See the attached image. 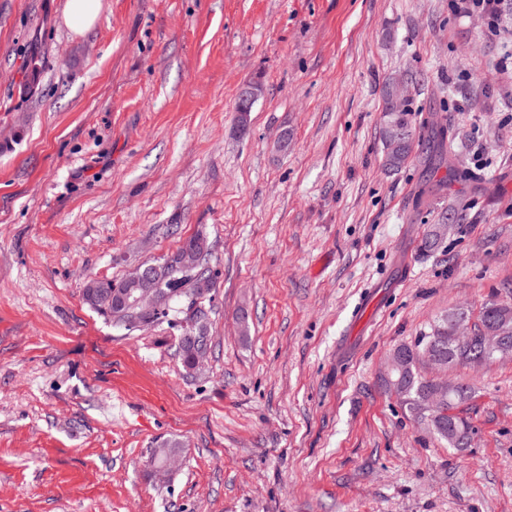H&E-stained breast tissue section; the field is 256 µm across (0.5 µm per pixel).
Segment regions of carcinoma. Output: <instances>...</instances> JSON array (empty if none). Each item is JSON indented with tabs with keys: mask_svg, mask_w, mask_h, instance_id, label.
Wrapping results in <instances>:
<instances>
[{
	"mask_svg": "<svg viewBox=\"0 0 512 512\" xmlns=\"http://www.w3.org/2000/svg\"><path fill=\"white\" fill-rule=\"evenodd\" d=\"M444 129L433 122L428 130L426 148L438 145V165L445 163L444 155H455L453 149H443L439 140L443 139ZM416 128L413 125L411 110L406 107L394 109L385 106L382 113L381 141L383 146V165L398 171L406 167L414 158ZM210 241L199 232L185 240L182 246L168 256L165 268H158V261L143 263L137 269L148 279L162 278V293L159 297V308L152 312L142 313L133 310L128 320L121 325L128 331H134L141 321L161 324L165 321L185 320L187 303L190 298H200V309L193 315L194 326L190 330L191 339L180 335L175 337V352L182 367L191 371L194 368L195 357L207 354L212 346V308L206 306L205 300L213 289V274L209 266L211 253L208 252ZM128 283V278L114 283L105 279H91L87 282L83 299L85 303L106 320H112V304L109 299L112 293L120 292ZM466 314L463 309L451 310L439 319L430 331L416 337L410 344H402L396 351L406 355L407 368L403 379L390 385V388L400 397L408 412L428 420L437 441L448 447L461 450L468 446L470 427L468 423L455 416L452 420L436 417L428 402L433 383L418 370L417 364L421 357L437 352L444 364H478L485 360L478 339L474 338L466 345L459 346L452 339L453 322ZM478 319L485 328H491L496 335L503 336L512 342V305L495 300L482 304ZM182 444L176 439L161 442L151 449L149 459L164 462L181 454Z\"/></svg>",
	"mask_w": 512,
	"mask_h": 512,
	"instance_id": "cac0c4a2",
	"label": "carcinoma"
}]
</instances>
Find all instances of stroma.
I'll return each mask as SVG.
<instances>
[{
    "mask_svg": "<svg viewBox=\"0 0 512 512\" xmlns=\"http://www.w3.org/2000/svg\"><path fill=\"white\" fill-rule=\"evenodd\" d=\"M65 3L0 0V512H512V354L423 366L474 388L462 451L384 382L448 310L512 304V34L450 0H101L78 34ZM392 78L418 132L442 116L447 180L424 154L382 168ZM199 232L189 373L179 326L82 294ZM181 448L182 444L180 441L176 439L166 440L161 442L159 445H157L155 448L151 449L150 456L148 458L149 461L154 460L156 462H164L161 465L153 466L151 469L153 475L155 477H164L167 475L166 469L170 462L168 460L171 457H174L175 455L181 454ZM168 460V461H167Z\"/></svg>",
    "mask_w": 512,
    "mask_h": 512,
    "instance_id": "obj_1",
    "label": "stroma"
}]
</instances>
